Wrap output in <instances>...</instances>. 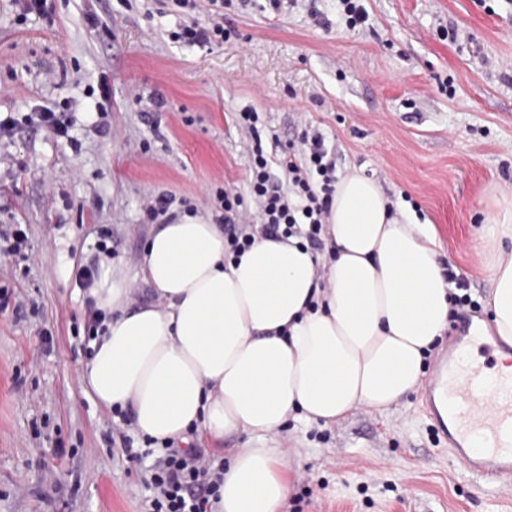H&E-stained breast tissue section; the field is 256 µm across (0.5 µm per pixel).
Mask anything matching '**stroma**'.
Listing matches in <instances>:
<instances>
[{
	"label": "stroma",
	"mask_w": 512,
	"mask_h": 512,
	"mask_svg": "<svg viewBox=\"0 0 512 512\" xmlns=\"http://www.w3.org/2000/svg\"><path fill=\"white\" fill-rule=\"evenodd\" d=\"M339 0L223 8L236 41L199 49L170 37L173 0H48L20 19L0 0V225L28 241L0 257V512H147L152 458L109 444L112 414L79 381L86 322L76 273L111 227L115 256L137 270L152 227L149 195L213 211L212 184L248 192L245 131L259 112L271 158L319 131L336 170L374 179L391 206L434 225L442 263L472 299L493 288L487 227L512 196V5L507 0ZM108 97H101L100 86ZM164 99L142 112L133 99ZM70 101L72 142L25 124L34 106ZM106 115H99L98 104ZM52 335L50 351L40 344ZM293 469L286 512H512V484L465 471L424 414L420 394L385 413L351 410L328 427L274 434Z\"/></svg>",
	"instance_id": "obj_1"
}]
</instances>
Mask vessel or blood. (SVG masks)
<instances>
[{
    "mask_svg": "<svg viewBox=\"0 0 512 512\" xmlns=\"http://www.w3.org/2000/svg\"><path fill=\"white\" fill-rule=\"evenodd\" d=\"M426 401L465 470L487 481L512 476V448L499 445L512 434V379L490 376L487 364L470 355H452L429 384ZM476 434L491 438L492 447L470 453Z\"/></svg>",
    "mask_w": 512,
    "mask_h": 512,
    "instance_id": "vessel-or-blood-1",
    "label": "vessel or blood"
}]
</instances>
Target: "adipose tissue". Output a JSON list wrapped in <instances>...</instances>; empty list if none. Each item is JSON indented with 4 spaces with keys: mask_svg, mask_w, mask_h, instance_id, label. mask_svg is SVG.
<instances>
[{
    "mask_svg": "<svg viewBox=\"0 0 512 512\" xmlns=\"http://www.w3.org/2000/svg\"><path fill=\"white\" fill-rule=\"evenodd\" d=\"M327 230L330 256L293 236L258 239L228 262L223 225L184 214L153 228L136 272L98 263L88 294L106 318L80 381L161 443L245 435L215 512H285L291 468L267 440L291 418L328 426L418 391L448 327L452 287L432 225L391 210L352 170L336 182ZM491 266L492 327L512 345V256Z\"/></svg>",
    "mask_w": 512,
    "mask_h": 512,
    "instance_id": "ef3b65f1",
    "label": "adipose tissue"
}]
</instances>
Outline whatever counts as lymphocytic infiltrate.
<instances>
[{"label":"lymphocytic infiltrate","instance_id":"1","mask_svg":"<svg viewBox=\"0 0 512 512\" xmlns=\"http://www.w3.org/2000/svg\"><path fill=\"white\" fill-rule=\"evenodd\" d=\"M235 120L251 136L247 146L249 190L260 208L261 221H247L243 196L216 188L213 201L222 211L226 255L240 258L259 235L284 239L300 234L310 249L325 252L324 224L335 190L336 163L329 157L322 136L303 137L305 160L286 162L288 181L283 184L272 171L258 133V112L244 109L236 113ZM223 480V468H211L198 449L165 443L154 465L149 512H208L210 500L217 497Z\"/></svg>","mask_w":512,"mask_h":512}]
</instances>
